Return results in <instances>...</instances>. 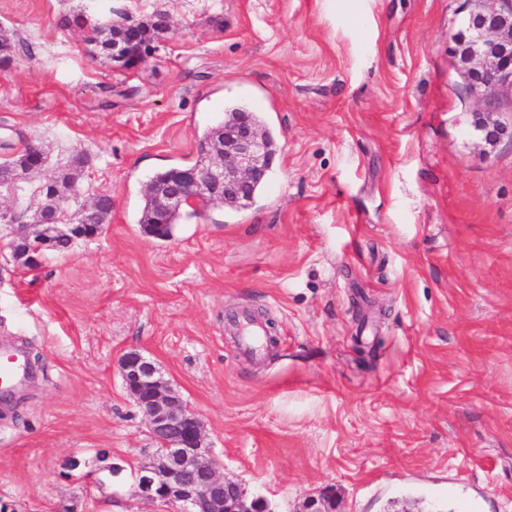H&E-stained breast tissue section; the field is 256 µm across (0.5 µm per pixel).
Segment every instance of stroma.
Wrapping results in <instances>:
<instances>
[{
    "label": "stroma",
    "mask_w": 512,
    "mask_h": 512,
    "mask_svg": "<svg viewBox=\"0 0 512 512\" xmlns=\"http://www.w3.org/2000/svg\"><path fill=\"white\" fill-rule=\"evenodd\" d=\"M463 0H0V161L71 149L112 196L95 238L33 263L0 240V339L36 379L0 407V512H151L156 440L118 370L150 357L269 512H512V143L473 128L448 37ZM82 12L165 16L131 68ZM277 142L262 196L169 239L146 184L240 105ZM273 322L263 359L229 331ZM64 27L83 31L84 40L91 47V54L100 56L110 63L115 61L120 64V68H128L139 62L119 50L117 56L113 54L114 48L125 40V34L127 49L132 50L136 47V24H126L124 33L123 25H114L111 19H92L80 12L65 18Z\"/></svg>",
    "instance_id": "obj_1"
}]
</instances>
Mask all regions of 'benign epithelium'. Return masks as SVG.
Returning <instances> with one entry per match:
<instances>
[{
    "label": "benign epithelium",
    "instance_id": "obj_1",
    "mask_svg": "<svg viewBox=\"0 0 512 512\" xmlns=\"http://www.w3.org/2000/svg\"><path fill=\"white\" fill-rule=\"evenodd\" d=\"M466 15L450 36L458 59L461 89L477 99L487 112L499 109V92L512 90V0H464ZM488 143L512 140V123L479 121L473 124ZM215 160L207 167L175 169L164 184L151 182L158 227L167 213L182 209L191 197L205 194L227 206H250L256 185L264 182L272 165L267 136L251 113L241 112L224 127L221 137L204 145ZM34 177L16 168L0 177V194L10 205L0 208V227L13 241H22L41 255L53 250L55 238L67 235L81 240L86 225L61 226L52 220L35 224L25 219L20 190ZM119 370L129 395L145 416L154 438H165L153 462L142 465L138 476L139 496L170 512H267L258 499H251L241 484L219 471L215 458L204 445V427L199 415L188 409L180 394L159 373L155 363L138 350L124 353Z\"/></svg>",
    "mask_w": 512,
    "mask_h": 512
}]
</instances>
